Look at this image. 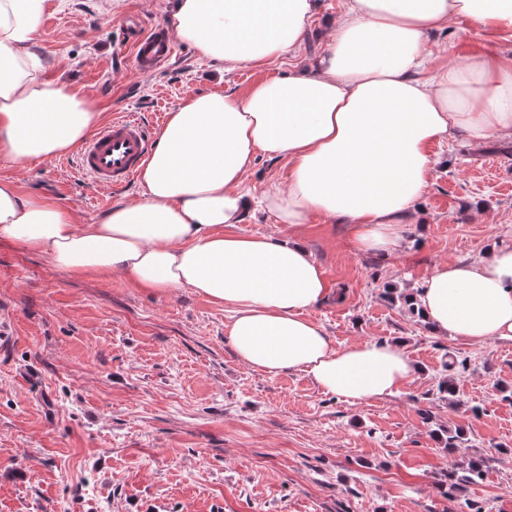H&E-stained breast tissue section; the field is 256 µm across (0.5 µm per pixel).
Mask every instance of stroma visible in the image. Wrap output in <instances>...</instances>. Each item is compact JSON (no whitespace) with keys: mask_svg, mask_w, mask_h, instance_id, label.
<instances>
[{"mask_svg":"<svg viewBox=\"0 0 512 512\" xmlns=\"http://www.w3.org/2000/svg\"><path fill=\"white\" fill-rule=\"evenodd\" d=\"M169 0H47L37 51L47 77H65L107 121L126 116L158 132L185 97L245 93L271 75L314 63L344 0H320L301 45L264 69H224L176 42L161 67L135 68L128 15L169 20ZM433 53L468 61L512 50L458 21L431 34ZM436 167L388 255L363 253L352 227L312 216L303 240L328 285L308 311L333 345L401 342L413 382L367 403L319 390L298 371L251 369L225 339L231 307L191 288L156 295L109 277L71 274L0 241V512H512V343L473 345L432 333L387 299L438 263L472 260L512 240V140L431 147ZM76 152L0 179L75 208L94 222L113 202L139 198L91 186ZM287 186L288 165L257 155L244 188ZM466 360L458 397L439 399L445 354ZM464 432L445 451L437 430ZM486 457L482 480L442 486L454 464Z\"/></svg>","mask_w":512,"mask_h":512,"instance_id":"35a3bbf8","label":"stroma"}]
</instances>
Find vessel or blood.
I'll return each mask as SVG.
<instances>
[{
    "instance_id": "obj_1",
    "label": "vessel or blood",
    "mask_w": 512,
    "mask_h": 512,
    "mask_svg": "<svg viewBox=\"0 0 512 512\" xmlns=\"http://www.w3.org/2000/svg\"><path fill=\"white\" fill-rule=\"evenodd\" d=\"M129 47L136 66L150 70L174 53V42L167 26H146L142 19L129 22ZM152 151L149 129L133 119H112L100 126L77 154L80 169L93 184L112 189L132 180Z\"/></svg>"
}]
</instances>
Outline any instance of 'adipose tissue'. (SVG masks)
Listing matches in <instances>:
<instances>
[{
    "mask_svg": "<svg viewBox=\"0 0 512 512\" xmlns=\"http://www.w3.org/2000/svg\"><path fill=\"white\" fill-rule=\"evenodd\" d=\"M318 0H171L176 37L201 59L261 68L302 41ZM46 0H0V157L22 166L82 142L100 119L82 89L48 78L35 46ZM461 20L512 42V0H347L315 64L179 102L139 180L95 223L0 179V239L62 271L119 273L164 295L189 287L232 306L226 339L268 373H306L326 394L370 402L417 374L397 343L333 346L306 313L326 295L300 236L312 215L349 223L359 251L389 254L435 168L433 144L512 139V53L432 56L429 34ZM287 159L286 188L252 200L257 154ZM293 235L229 233L252 205ZM433 332L512 342V245L436 265L413 291Z\"/></svg>",
    "mask_w": 512,
    "mask_h": 512,
    "instance_id": "adipose-tissue-1",
    "label": "adipose tissue"
}]
</instances>
